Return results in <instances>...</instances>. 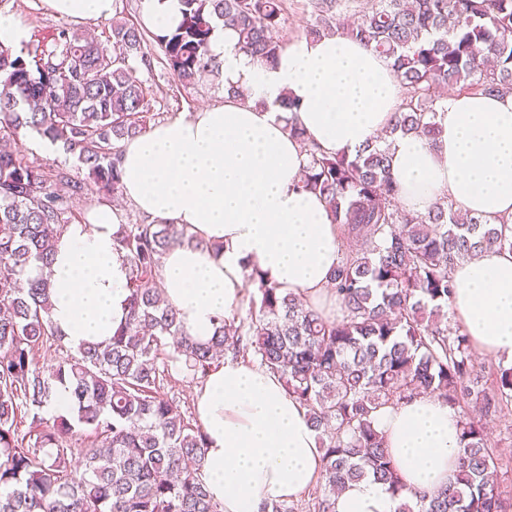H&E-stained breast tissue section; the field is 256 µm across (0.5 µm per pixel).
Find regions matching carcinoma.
<instances>
[{"instance_id":"1","label":"carcinoma","mask_w":512,"mask_h":512,"mask_svg":"<svg viewBox=\"0 0 512 512\" xmlns=\"http://www.w3.org/2000/svg\"><path fill=\"white\" fill-rule=\"evenodd\" d=\"M182 20L155 33L116 15L104 37L63 28L20 52L0 47V512H222L200 479L206 439L162 392L176 370L192 383L222 359L277 375L308 412L323 451L322 494L301 506L265 501L260 512H335L336 490L371 479L397 512H512L489 425L512 406V365L494 384L470 340L448 328L451 271L490 249L512 251V228L460 220L443 200L427 214L396 202L389 148L349 157L306 142L299 189L323 198L346 247L332 269L341 315L329 318L284 294L256 268L247 315L233 310L211 340L189 337L165 303L161 259L177 243L218 251L187 226L119 225L113 240L130 265L127 317L106 343L84 344L54 364L37 355L63 336L50 320L52 284L26 278L51 264L50 242L76 218L73 200L122 192L118 143L150 129L152 89L137 76L154 41L177 82L194 87L223 62L214 32L233 30L245 52L274 62L284 45L286 0H180ZM305 37L347 35L382 55L400 81L390 135L435 142L439 90L512 92V0H309ZM29 129L77 161L78 179L11 148ZM69 408L45 416L59 390ZM436 394L459 410L458 470L448 485L401 496L380 409Z\"/></svg>"}]
</instances>
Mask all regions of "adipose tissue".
Segmentation results:
<instances>
[{
    "mask_svg": "<svg viewBox=\"0 0 512 512\" xmlns=\"http://www.w3.org/2000/svg\"><path fill=\"white\" fill-rule=\"evenodd\" d=\"M212 49L224 62L225 86L241 87L249 102L225 98L153 126L122 151L125 204L188 225L201 240L170 248L160 267L166 299L200 342L239 306L247 265L315 308L329 304L340 234L319 196L297 188L308 159L288 128H303L326 153L352 155L379 139L401 103L388 62L342 32L288 41L273 64L242 52L229 29L217 30ZM284 97L294 110L279 111ZM438 121V143L399 135L390 146L399 205L424 215L445 197L490 223H512V94L452 95ZM124 220L123 206H98L54 246L46 271L55 285L51 321L71 346L106 341L125 320L130 268L113 241ZM214 242L221 252L211 250ZM452 276L461 332L480 353L512 362V252L486 251L457 263ZM193 405L208 443L200 477L223 512H257L319 480L322 451L307 410L272 373L224 362ZM377 426L407 488L447 485L459 429L444 399L421 395L383 408ZM395 507L370 480L346 488L334 505L335 512Z\"/></svg>",
    "mask_w": 512,
    "mask_h": 512,
    "instance_id": "1",
    "label": "adipose tissue"
}]
</instances>
